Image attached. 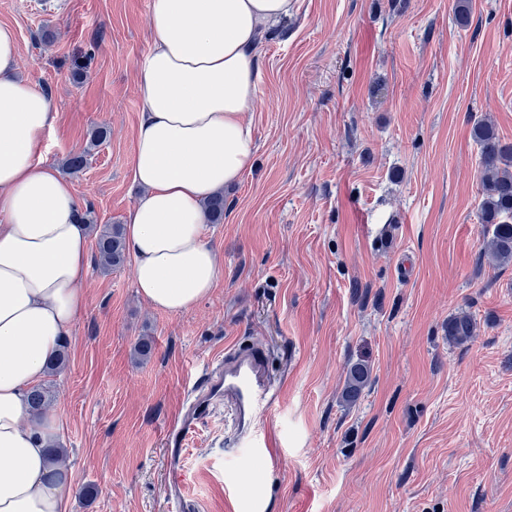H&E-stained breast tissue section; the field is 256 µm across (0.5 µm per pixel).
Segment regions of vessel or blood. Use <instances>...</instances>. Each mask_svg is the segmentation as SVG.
<instances>
[{"label": "vessel or blood", "mask_w": 512, "mask_h": 512, "mask_svg": "<svg viewBox=\"0 0 512 512\" xmlns=\"http://www.w3.org/2000/svg\"><path fill=\"white\" fill-rule=\"evenodd\" d=\"M266 361V353L259 347L226 351L223 360L208 365L203 384L190 391V404L179 424L170 431L176 444L169 459V479L176 490L171 505L176 512H184L186 508L182 495L181 448L203 415L217 404H224L232 415L234 445L244 447L255 443L256 435L252 429L255 416L272 400Z\"/></svg>", "instance_id": "1"}]
</instances>
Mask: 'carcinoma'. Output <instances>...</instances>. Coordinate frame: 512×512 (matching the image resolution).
<instances>
[{"mask_svg": "<svg viewBox=\"0 0 512 512\" xmlns=\"http://www.w3.org/2000/svg\"><path fill=\"white\" fill-rule=\"evenodd\" d=\"M472 137L479 146L482 158L481 221L493 226L486 240V249L495 260L501 263L512 262V143L502 142L493 125L485 120L474 123ZM106 138V131H92L89 146L70 154L63 162L64 167L73 173L83 170L91 148L99 146ZM204 208L210 223H221L224 220V194L208 199ZM81 220L89 225L94 234L98 266L106 271L120 267L126 258L123 225H98L88 212L81 216ZM472 330L473 323L466 316L448 321V335L457 340L467 339ZM369 376L367 366H353L343 391L344 400L349 403L357 401ZM29 401L33 412L44 410L50 403L48 388L44 385L33 387L29 391Z\"/></svg>", "mask_w": 512, "mask_h": 512, "instance_id": "carcinoma-1", "label": "carcinoma"}]
</instances>
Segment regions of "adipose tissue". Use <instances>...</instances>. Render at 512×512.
Masks as SVG:
<instances>
[{
    "label": "adipose tissue",
    "instance_id": "ef3b65f1",
    "mask_svg": "<svg viewBox=\"0 0 512 512\" xmlns=\"http://www.w3.org/2000/svg\"><path fill=\"white\" fill-rule=\"evenodd\" d=\"M294 4L150 0L132 156L142 192L125 240L137 291L155 309L185 312L223 275L202 204L253 164L245 114L262 79L257 39ZM19 54L0 25V512H67L70 488L48 454L59 417L33 415L27 391L84 311L89 231L70 182L43 163L54 106L18 77Z\"/></svg>",
    "mask_w": 512,
    "mask_h": 512
}]
</instances>
